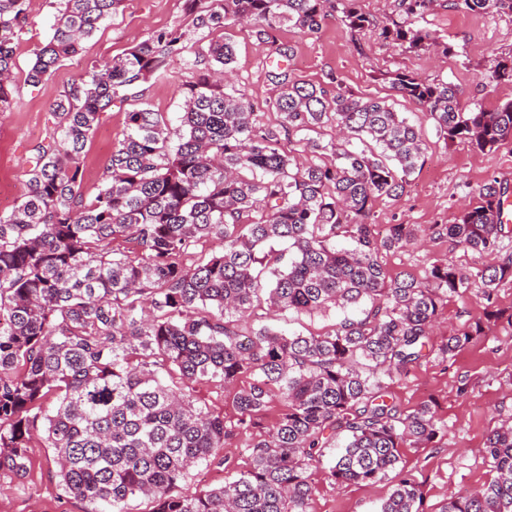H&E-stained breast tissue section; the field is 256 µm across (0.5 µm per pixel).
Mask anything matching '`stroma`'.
Returning a JSON list of instances; mask_svg holds the SVG:
<instances>
[{
  "instance_id": "obj_1",
  "label": "stroma",
  "mask_w": 512,
  "mask_h": 512,
  "mask_svg": "<svg viewBox=\"0 0 512 512\" xmlns=\"http://www.w3.org/2000/svg\"><path fill=\"white\" fill-rule=\"evenodd\" d=\"M358 6L374 20V28L351 33L340 14L332 12L315 34H300L284 26L276 37L279 44L291 50L288 68L297 80L329 90L340 85L360 98L387 99L419 127L427 144L426 161L411 176L400 198L376 202L375 223L452 224L462 208L477 204V190L488 179H498L512 189V143L481 153L467 144L448 142L427 112L415 101L397 95L390 83L392 74L401 71L448 82L456 86L466 108L479 104L491 110L512 100V83L490 85L484 78L491 58L512 50V17L461 14L451 9L447 0H436L417 25L437 32L453 46L454 55L446 56L411 52L380 37V27L397 14L395 0H358ZM53 23L48 0H30L28 21L17 50L14 104L10 111L0 112V184L10 190L12 198H19L26 189L33 145L52 131L50 103L85 70L110 62L154 31H185L183 48L163 76L138 87L137 100L114 103L104 114L87 147L86 195H93L112 147L123 135L127 112L142 104L167 113L169 118L178 117L184 104L179 89L196 77L188 62L210 41L232 38L235 61L227 80L229 90L251 102L263 123L275 126L280 121L271 107L277 95L270 77L276 61L269 45L258 40L251 27L229 21L220 31L197 30L184 10L183 0H122L116 13L84 42L81 54L64 62L49 80L30 85L27 71L35 51L51 37ZM449 262L474 273L489 259L445 238L380 254V263L390 278L400 272L422 278L432 266ZM496 307L501 317L485 335L448 355L439 349L442 340L483 319L485 308L476 288L449 298L431 347L390 387L394 402L403 411L434 404L443 427L438 438L426 446L403 449L397 468L371 484L340 487L328 479L325 466L312 468L311 512H379L402 478L417 483L422 494L421 512H442L451 495L477 489L492 479L484 454L487 437L503 421L512 422V281L499 285ZM347 315L356 318L360 312L336 308L324 314L286 312L272 316L258 308L240 321L239 330L249 336L268 325L289 333L317 334L332 330ZM249 383V377L244 376L234 386L201 382L189 385L188 391L198 405L223 414L230 426L237 419L234 395ZM282 411L281 399L272 398L250 433L225 441L222 453L232 460L235 470L249 466L250 444L263 438ZM29 456L30 466L24 476L0 475V512H83V503L59 487L53 475L51 449L37 439Z\"/></svg>"
}]
</instances>
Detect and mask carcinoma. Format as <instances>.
Segmentation results:
<instances>
[{
  "label": "carcinoma",
  "mask_w": 512,
  "mask_h": 512,
  "mask_svg": "<svg viewBox=\"0 0 512 512\" xmlns=\"http://www.w3.org/2000/svg\"><path fill=\"white\" fill-rule=\"evenodd\" d=\"M337 2L354 32L372 26L358 0H184L196 29L228 18L252 25L280 57L275 31L289 25L319 30ZM121 0H51L56 22L35 53L27 81L48 80L82 50ZM435 0H398L399 18L381 36L410 51L452 53L433 32L412 26ZM461 12L512 16V0H448ZM28 18V0H0V112L12 106V70ZM184 32L151 33L101 68L78 76L50 105L49 137L33 149L27 189L0 213V472L23 475L36 438L53 450L58 485L84 512H124L131 497L153 501L152 512H310L308 471L344 439L328 479L344 487L369 484L396 468L400 449L434 441L441 425L434 406L410 413L390 401L388 384L422 357L448 298L473 286L488 305L512 280V252L501 253L508 227L497 220L504 187L492 178L479 202L453 224H431L432 238L485 252L495 261L471 273L452 263L427 276L387 278L383 250H399L425 231L390 224L375 235L380 199L399 198L427 145L388 101L364 100L272 74L279 87L277 126L261 123L252 104L225 92L234 62L230 39L209 43L182 89L176 133L163 112L126 113L123 138L112 148L96 192H82L87 145L115 101L164 75ZM490 83L512 82V51L494 58ZM393 88L420 104L449 142L486 153L512 142V100L492 111L461 106L455 87L397 73ZM330 128L336 163H299L295 147L320 149L304 131ZM381 152L352 149L353 140ZM295 146L284 148L283 141ZM348 237L350 248L336 239ZM121 239L131 253H117ZM202 239L220 251L184 263ZM368 301L357 319L304 335L263 327L251 336L237 322L262 305L273 314H313ZM481 323L448 336L453 354ZM182 384L252 382L234 398L236 429L249 431L272 396L284 403L274 429L252 445L250 469L224 485L191 495L172 489L202 462L219 455L232 430L224 415L194 405L166 377ZM54 399L52 408L46 406ZM494 473L482 488L448 499L442 512H512V425L491 431L485 448ZM421 493L404 478L380 512H419Z\"/></svg>",
  "instance_id": "1"
}]
</instances>
